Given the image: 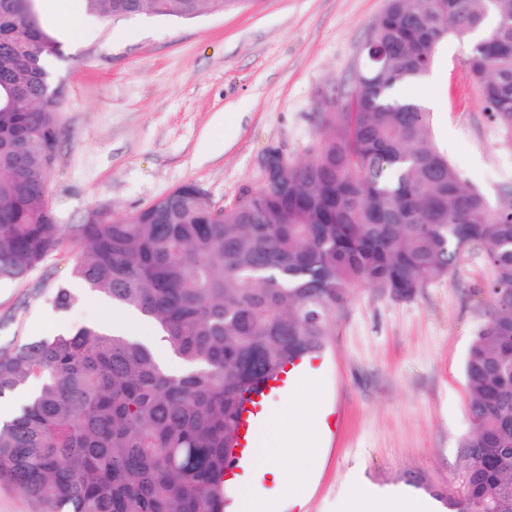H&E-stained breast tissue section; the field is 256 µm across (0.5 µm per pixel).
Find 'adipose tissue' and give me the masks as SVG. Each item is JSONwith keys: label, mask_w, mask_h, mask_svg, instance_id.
<instances>
[{"label": "adipose tissue", "mask_w": 512, "mask_h": 512, "mask_svg": "<svg viewBox=\"0 0 512 512\" xmlns=\"http://www.w3.org/2000/svg\"><path fill=\"white\" fill-rule=\"evenodd\" d=\"M320 385L310 373L296 375L288 396L270 407L271 427L252 479L241 487L245 512H272L274 504L263 494V481L272 478L284 487L289 501L303 500L308 492L315 460L313 447L317 432L325 425L319 408ZM288 466H280L283 458ZM343 512H432L427 501L410 498L397 491L379 492L354 483L345 493Z\"/></svg>", "instance_id": "obj_1"}]
</instances>
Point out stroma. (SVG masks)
<instances>
[{
    "label": "stroma",
    "mask_w": 512,
    "mask_h": 512,
    "mask_svg": "<svg viewBox=\"0 0 512 512\" xmlns=\"http://www.w3.org/2000/svg\"><path fill=\"white\" fill-rule=\"evenodd\" d=\"M386 0H243L192 20L138 14L86 20L82 31L49 10L61 43L54 81L64 90L48 204L58 223L132 215L185 184L218 205L254 182L271 145L299 160L318 112L348 99L361 47ZM468 41L448 38L431 76L403 86L426 101L440 149L488 200L512 184V146L480 101ZM77 250L48 257L25 280H0V347L105 324L112 308L73 277ZM490 271L465 256L448 278L408 300L353 293L315 363L327 426L303 505L338 512L349 475L381 489L408 475L444 490L458 479L470 429L464 362L481 323ZM77 299L66 313L45 289Z\"/></svg>",
    "instance_id": "1"
}]
</instances>
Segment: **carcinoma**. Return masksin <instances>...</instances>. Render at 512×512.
<instances>
[{
  "instance_id": "cac0c4a2",
  "label": "carcinoma",
  "mask_w": 512,
  "mask_h": 512,
  "mask_svg": "<svg viewBox=\"0 0 512 512\" xmlns=\"http://www.w3.org/2000/svg\"><path fill=\"white\" fill-rule=\"evenodd\" d=\"M238 0H84L98 19H191ZM454 34L490 119L512 143V0H387L365 41L354 112H319V137L254 194L218 208L198 185L134 215L67 232L47 205L57 142L60 43L20 0H0V278L23 280L79 243L74 275L162 333L183 369L146 343L81 327L0 350V396L32 391L0 427V485L35 512H226L224 476L246 396L318 357L356 288L396 300L483 256L490 303L464 364L471 427L462 491L410 483L452 512H512V185L490 203L438 148L432 113L390 97L423 80ZM68 288L48 295L67 310Z\"/></svg>"
}]
</instances>
